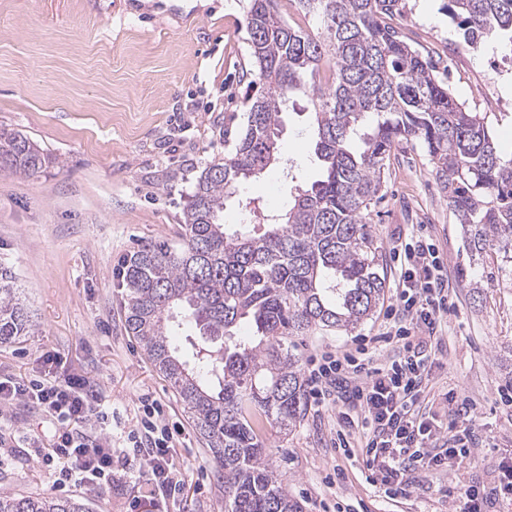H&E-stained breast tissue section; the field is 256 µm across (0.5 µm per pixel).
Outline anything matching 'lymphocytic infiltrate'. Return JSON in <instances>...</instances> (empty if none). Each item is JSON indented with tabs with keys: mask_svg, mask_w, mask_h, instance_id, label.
I'll use <instances>...</instances> for the list:
<instances>
[{
	"mask_svg": "<svg viewBox=\"0 0 512 512\" xmlns=\"http://www.w3.org/2000/svg\"><path fill=\"white\" fill-rule=\"evenodd\" d=\"M400 266L391 322L380 335L384 341L396 340L393 359L374 366L371 350L364 348L356 355L322 356L309 371L312 398L343 406L337 432L341 447H348L353 428L365 430L361 456L373 483H401L419 461L436 468L449 459L467 458L478 440L473 406L449 391L448 411L463 427L449 433L447 448L434 447L440 436L419 413L417 402L431 367L426 341L436 335L448 310V279L438 249L423 235L405 243ZM25 401L42 406L52 425L43 464L53 487L62 491L80 486L98 497L108 495L115 463L113 413L98 389L79 375L28 383L0 376V407ZM172 437L162 405L144 403L133 443L143 451L142 466L150 482L169 495L184 481L182 467L169 454ZM452 495L462 505L460 512H484L496 500L512 505V464L501 465L494 485L463 482Z\"/></svg>",
	"mask_w": 512,
	"mask_h": 512,
	"instance_id": "f902f5d3",
	"label": "lymphocytic infiltrate"
}]
</instances>
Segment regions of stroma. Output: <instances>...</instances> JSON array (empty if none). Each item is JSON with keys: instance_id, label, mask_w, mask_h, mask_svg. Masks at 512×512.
I'll return each mask as SVG.
<instances>
[{"instance_id": "35a3bbf8", "label": "stroma", "mask_w": 512, "mask_h": 512, "mask_svg": "<svg viewBox=\"0 0 512 512\" xmlns=\"http://www.w3.org/2000/svg\"><path fill=\"white\" fill-rule=\"evenodd\" d=\"M448 0H401L392 19L423 51L439 54L453 93L481 110V86L499 105L487 113L496 144L512 155V51L495 38L465 46ZM247 0H0V127L21 132L52 155L30 177L0 172V270L11 273L31 311L32 329L0 345V375L43 377L42 352L59 355L57 377L80 374L119 413L112 444L123 450L139 401H160L178 423L171 453L184 469L175 497L153 500L138 463L119 460L112 491L73 488L90 512H224V485L189 415L125 325L117 286L121 260L144 245L178 242L196 177L229 156L246 124L252 68ZM311 120L289 114L280 161L243 182L224 221L237 224L287 210L295 186L315 180ZM384 199L371 214L385 298L350 333L295 339L302 367L355 349L384 332L395 299L396 249L416 231L436 244L454 289L431 352L421 413L444 415L443 395L474 404L482 442L454 467L412 470L408 497L388 499L366 479L359 455L334 445L337 410L309 402L288 435L263 427L272 461L304 512L340 502L350 512H453L449 488L496 481L512 457V278L498 254L469 265L463 230L443 199L424 149L401 143ZM51 425L43 408L18 403L0 422V492L47 494L41 458Z\"/></svg>"}]
</instances>
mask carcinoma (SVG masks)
Here are the masks:
<instances>
[{
  "instance_id": "cac0c4a2",
  "label": "carcinoma",
  "mask_w": 512,
  "mask_h": 512,
  "mask_svg": "<svg viewBox=\"0 0 512 512\" xmlns=\"http://www.w3.org/2000/svg\"><path fill=\"white\" fill-rule=\"evenodd\" d=\"M281 0H248L256 68L247 126L231 155L196 177L181 240L142 246L118 272L125 322L180 397L224 480V512H303L275 473L264 421L285 434L307 409L293 338L350 333L383 299L370 226L384 198L386 161L403 141L425 150L472 263L490 248L512 259V157L487 121L434 75L432 60L390 23L398 0H289L312 31L290 23ZM464 43L509 35L512 0H448ZM313 108L321 178L282 214L230 230L224 210L238 182L278 161L288 100ZM50 155L0 129V171L30 176ZM199 330L193 359L173 340L176 318ZM245 323L247 339L234 329ZM12 276L0 274V344L29 332ZM0 512H88L76 498L0 493Z\"/></svg>"
}]
</instances>
